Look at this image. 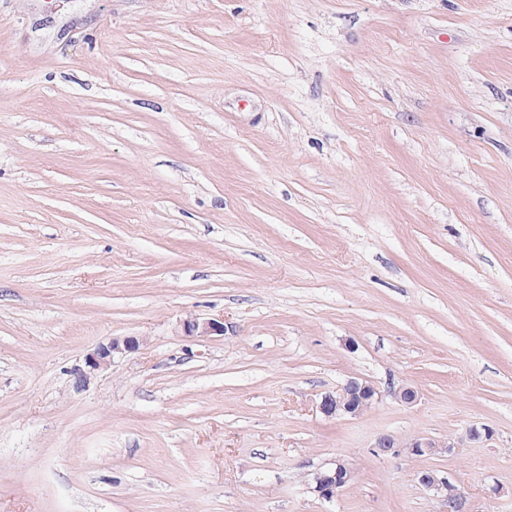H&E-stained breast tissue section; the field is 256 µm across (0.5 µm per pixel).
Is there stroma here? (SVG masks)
Masks as SVG:
<instances>
[{
	"label": "stroma",
	"mask_w": 512,
	"mask_h": 512,
	"mask_svg": "<svg viewBox=\"0 0 512 512\" xmlns=\"http://www.w3.org/2000/svg\"><path fill=\"white\" fill-rule=\"evenodd\" d=\"M422 471L512 512V0H0V512H447ZM182 327L185 335L191 337L220 336L224 333V323L215 319L189 317L183 321ZM141 340L136 336L112 338L108 343L101 344L85 357L88 372L106 369L112 365L116 355L134 352L139 349ZM380 397V392L371 383L349 379L335 394L321 398L318 409L327 417H360ZM372 448L374 453L378 456L396 455L401 452L414 456H425L445 451L450 452L452 448H454V445L437 441L426 436H418L406 443H399L392 436L383 435L377 438ZM353 479L351 468L341 459H337L335 466L318 472L313 477L314 491L324 501L331 502L336 494Z\"/></svg>",
	"instance_id": "35a3bbf8"
}]
</instances>
